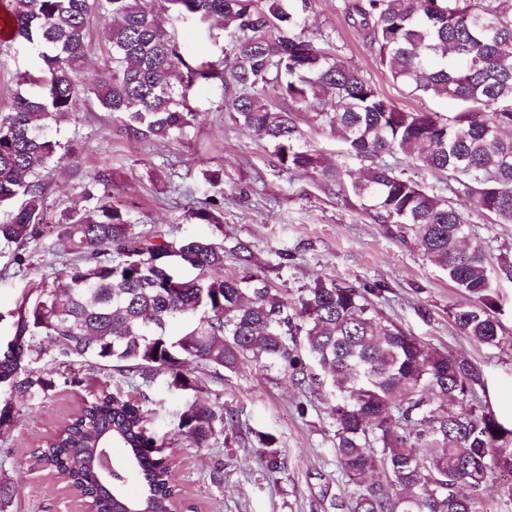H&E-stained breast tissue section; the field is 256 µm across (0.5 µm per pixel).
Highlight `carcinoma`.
Wrapping results in <instances>:
<instances>
[{
  "instance_id": "obj_1",
  "label": "carcinoma",
  "mask_w": 512,
  "mask_h": 512,
  "mask_svg": "<svg viewBox=\"0 0 512 512\" xmlns=\"http://www.w3.org/2000/svg\"><path fill=\"white\" fill-rule=\"evenodd\" d=\"M288 0H164V10L202 23L221 22L224 63L193 67L162 23L159 0H0L10 40L26 42L42 62V91L17 94L0 108V249L18 274L31 251L66 260L43 275L13 310L0 311V433L15 426L17 403L33 405L56 386L57 366L81 362L136 373L151 386L185 397L173 413L176 434L208 448L234 421L224 405L201 399L205 384L187 363L218 375L249 362L276 367L297 384L327 381L336 403L337 466L355 489L338 497L340 512H482L498 473L512 474V429L478 400L482 369L463 354L423 344L385 317L376 289L318 280L296 300L271 287L250 249L202 236L158 243L136 231L127 211L108 201L112 172L97 171L107 201L50 218L45 178L64 159L60 117L95 97L121 114L135 137L165 138L197 122L185 104L197 82L238 89L233 112L260 131L281 166L307 171L316 158L297 145L292 114L268 100L266 88L296 103L319 101L316 118L346 153L367 159L351 182L366 214L400 238L412 234L424 255L473 298L450 317L459 334L499 344L493 280L512 279L469 247L468 220L425 192L384 156L402 153L435 171H451L475 210L512 224V9L503 0H348L346 11L370 40L378 62L409 94L450 99L459 111L405 110L345 64L328 44L293 33L300 19ZM104 20L109 65L88 83L90 17ZM211 196L192 215L222 228ZM231 254L239 271L214 277ZM144 403L101 390L46 441L41 456L67 474L96 512H176L175 475L145 427ZM256 454L277 481L287 460L275 435L255 432ZM126 449L112 489L90 466L91 448ZM370 471L379 479L365 483ZM139 491L131 494L128 484ZM18 480L0 478V512Z\"/></svg>"
}]
</instances>
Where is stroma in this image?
I'll list each match as a JSON object with an SVG mask.
<instances>
[{
    "label": "stroma",
    "instance_id": "obj_1",
    "mask_svg": "<svg viewBox=\"0 0 512 512\" xmlns=\"http://www.w3.org/2000/svg\"><path fill=\"white\" fill-rule=\"evenodd\" d=\"M164 19L185 57L221 59L215 25L169 12ZM306 34L332 44L344 62L400 107L457 112L452 100L413 97L393 83L363 31L346 16L344 0H311ZM21 73L31 76V83L18 85ZM40 76L30 46L17 42L0 49V107L9 106L16 94L36 92ZM235 95L231 86L194 85L187 104L199 111V124L164 139L134 138L119 114L91 100L81 103L59 124L58 137L68 153L46 180L50 214L84 209V190L102 194L93 176L104 166L112 171L113 201L128 210L140 229L166 240L214 235V227L189 215L197 198L214 196L225 246L249 245L255 264L266 269L272 285L286 291L288 299H296L319 279L380 289V308L405 331L426 346L465 354L481 366L486 379L481 401L502 424L512 423V280L494 283L507 330L500 344L487 347L459 335L449 314L469 304V296L427 259L413 237L391 235L367 216L353 194H341L340 184L350 183L365 163L348 155L316 123V104H283L296 121L299 146L319 161L318 169L298 172L283 168L262 135L236 122L231 110ZM393 161L428 193L466 211L472 242L491 263L512 262V224L492 223L484 213L469 209L452 173L432 172L400 153ZM328 168L337 170L338 180L323 177ZM32 262L27 278L0 280L1 311L15 308L24 289L41 275L64 267L59 258L38 250ZM74 375L71 382L57 376L50 396L21 409L15 428L0 436V475L21 478L10 512H85V502L68 482L38 465L32 452L56 435L90 394L103 389L140 394L135 376L89 367L75 369ZM147 394V426L164 439L179 495L195 512H335L332 501L348 491L336 467L329 388L305 390L276 369L252 363L224 372L222 378H207V397L223 403L236 418L208 448L193 447L172 434L170 414L179 405L177 396L159 384ZM258 430L274 434L287 457L288 473L279 482L266 479L257 461Z\"/></svg>",
    "mask_w": 512,
    "mask_h": 512
}]
</instances>
